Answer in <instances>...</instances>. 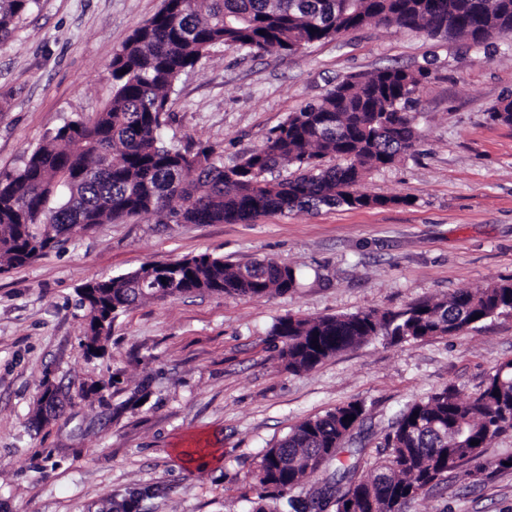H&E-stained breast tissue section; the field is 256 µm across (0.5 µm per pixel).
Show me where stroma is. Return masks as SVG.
<instances>
[{"label":"stroma","instance_id":"stroma-1","mask_svg":"<svg viewBox=\"0 0 512 512\" xmlns=\"http://www.w3.org/2000/svg\"><path fill=\"white\" fill-rule=\"evenodd\" d=\"M162 0H37L0 41V178L56 128L112 100L109 65ZM369 24L292 55L218 46L181 75L162 136L212 146L224 163L260 148L289 113L330 84L387 66L429 70L416 95L420 140L358 185L400 197L382 208L268 214L248 223L176 224L136 216L74 230L60 249L0 274V512H252L253 471L304 419L358 402L349 447L371 461L399 413L433 392L479 393L512 359V315L453 336L373 337L300 374L272 333L282 317L398 312L512 277V125L490 110L512 98V50ZM210 253L226 263L292 266L298 287L265 298L187 294L130 307L103 356L84 350L78 289L149 263ZM111 380L109 389L93 385ZM67 398L31 420L46 385ZM211 451L205 469L189 452ZM512 437L422 491L406 512H512Z\"/></svg>","mask_w":512,"mask_h":512}]
</instances>
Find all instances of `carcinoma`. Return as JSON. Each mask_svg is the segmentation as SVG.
Instances as JSON below:
<instances>
[{"label": "carcinoma", "instance_id": "obj_1", "mask_svg": "<svg viewBox=\"0 0 512 512\" xmlns=\"http://www.w3.org/2000/svg\"><path fill=\"white\" fill-rule=\"evenodd\" d=\"M35 2L0 0V40ZM371 21L464 36L479 45L512 35V0H169L166 10L139 25L113 55L109 106L92 120L59 127L21 170L0 179V272L60 248L76 227L89 230L125 216L166 212L177 224H236L269 213L401 203L363 194L357 185L365 173L414 149L408 114L428 77L424 69L387 67L361 80L345 77L291 113L261 148L228 166L213 158L211 146L192 151L168 146L161 137L169 92L211 48L292 54L302 41L333 40ZM491 117L511 125L512 99L495 105ZM327 157L341 163L328 166ZM283 166L295 167V175L268 178ZM175 199L181 201L176 210L170 208ZM297 286L289 265L266 260L231 267L207 253L179 260L163 280L156 265L146 264L84 284L94 293L87 312H108L114 319L150 299L205 292L261 298ZM509 312L511 278L398 313L288 316L274 324L273 333L283 339L288 370L300 373L368 336L454 335ZM364 416L359 402L338 406L303 420L266 449L255 471L257 512H278L264 501L331 467L321 490L333 499V512H341L349 496L358 512H404L424 488L473 461L475 450L512 434V359L497 364L473 397L445 388L412 403L386 435L378 459L346 464V440L340 436Z\"/></svg>", "mask_w": 512, "mask_h": 512}]
</instances>
